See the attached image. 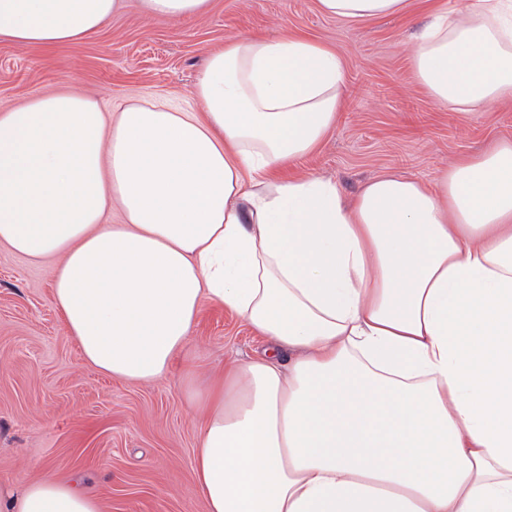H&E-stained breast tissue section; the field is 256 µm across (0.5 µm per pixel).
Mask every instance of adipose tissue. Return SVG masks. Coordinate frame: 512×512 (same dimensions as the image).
<instances>
[{
	"label": "adipose tissue",
	"instance_id": "ef3b65f1",
	"mask_svg": "<svg viewBox=\"0 0 512 512\" xmlns=\"http://www.w3.org/2000/svg\"><path fill=\"white\" fill-rule=\"evenodd\" d=\"M118 4L0 0V38L75 41ZM317 5L362 21L408 0ZM412 67L465 113L512 98V0L436 6ZM344 90L336 52L250 36L209 55L196 111L106 112L70 91L0 111V247L54 263L69 335L114 378L167 377L206 299L266 340L205 380L182 373L206 512H512V141L350 200L277 177ZM0 512L102 504L47 473L0 489Z\"/></svg>",
	"mask_w": 512,
	"mask_h": 512
}]
</instances>
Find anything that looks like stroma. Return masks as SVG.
Returning <instances> with one entry per match:
<instances>
[{
	"label": "stroma",
	"instance_id": "1",
	"mask_svg": "<svg viewBox=\"0 0 512 512\" xmlns=\"http://www.w3.org/2000/svg\"><path fill=\"white\" fill-rule=\"evenodd\" d=\"M123 0L93 35L51 49L0 38V110L67 90L108 111L132 100L193 108L212 50L231 38L293 32L336 51L346 89L336 126L295 164L333 180L344 198L395 172L428 181L458 157L512 141V101L469 114L431 100L410 63L426 0L408 13L350 22L317 0H212L210 12L149 18ZM53 264L0 248V483L51 471L85 474L104 512H205L194 474L197 414L181 374L207 376L225 360L262 355L267 343L240 318L202 303L190 355L153 382H126L89 367L51 295Z\"/></svg>",
	"mask_w": 512,
	"mask_h": 512
}]
</instances>
